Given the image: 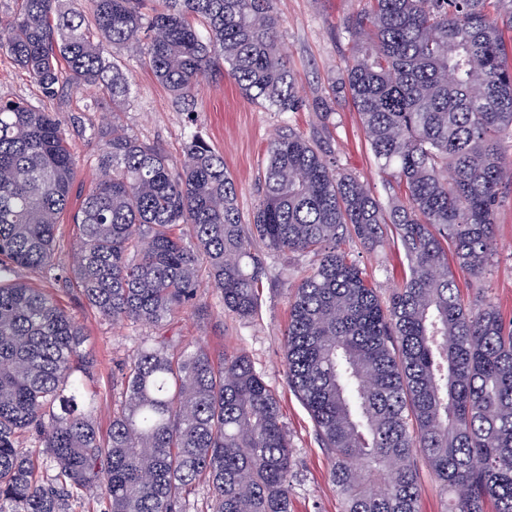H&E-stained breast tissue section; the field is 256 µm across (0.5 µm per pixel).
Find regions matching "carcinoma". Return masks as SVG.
Segmentation results:
<instances>
[{"label": "carcinoma", "instance_id": "carcinoma-1", "mask_svg": "<svg viewBox=\"0 0 512 512\" xmlns=\"http://www.w3.org/2000/svg\"><path fill=\"white\" fill-rule=\"evenodd\" d=\"M502 6L493 16L491 2ZM0 18V51L54 100L69 85L104 89L112 111L131 77L108 48H132L176 107L194 111L221 67L250 102L302 105L278 44L276 0H19ZM347 20L350 95L380 171L406 201L384 212L339 172L319 140L274 139L248 221L224 156L200 136L176 168L121 125L100 128L96 184L73 222L72 273L88 306L160 330L208 266L224 307L258 305L260 241L318 263L295 287L284 334L288 384L332 458L343 512H420L416 459L450 497L448 512H512V320L487 298L465 304L448 258L474 276L496 254L499 190L512 182L499 140L512 137V69L501 27L512 0H368ZM76 180L55 113L0 99V504L10 512H187L207 483L211 512H292L291 442L278 398L243 352L214 358L151 336L125 372L126 395L102 439L86 411L82 328L17 267L53 276L56 228ZM393 227L408 274L384 307L339 250ZM31 433L43 460L18 448Z\"/></svg>", "mask_w": 512, "mask_h": 512}]
</instances>
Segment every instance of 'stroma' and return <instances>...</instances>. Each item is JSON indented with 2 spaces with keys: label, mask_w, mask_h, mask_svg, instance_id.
I'll list each match as a JSON object with an SVG mask.
<instances>
[{
  "label": "stroma",
  "mask_w": 512,
  "mask_h": 512,
  "mask_svg": "<svg viewBox=\"0 0 512 512\" xmlns=\"http://www.w3.org/2000/svg\"><path fill=\"white\" fill-rule=\"evenodd\" d=\"M366 6L367 0H277L281 49L303 100L296 112H277L251 103L227 77L203 80L195 113L179 111L168 90L138 56L119 50L113 56L132 80L129 101L121 112H113L112 99L104 92L99 95L98 111H87L85 92L68 86L57 99L44 102L36 84L4 53H0V97L44 104L57 112L77 164L75 186L85 191L96 179L92 160L101 148L97 131L102 124L118 120L129 133L161 149L176 164L183 157L187 137L196 132L223 155L236 186L238 208L246 218L262 195L270 141L292 128L310 139L328 138L337 170L367 184L386 207L393 201L392 191L368 147L359 116L349 99L332 94L352 55V44L342 34L344 24ZM325 109L330 112L326 121L321 118ZM495 224L497 253L488 271L480 277L457 271V285L465 303L492 298L502 316L512 319V184L500 189ZM78 236V226L71 216H64L57 230L58 278L47 280L26 268L16 269L14 276L46 289L81 325L85 334L81 354L93 363L87 380L93 396L91 415L105 434L113 410L124 398L125 367L150 330L132 321L112 322L86 305L71 275L72 246ZM340 248L374 283L381 302H388L392 288L402 282L407 270L402 250L389 240L371 247L353 236L345 237ZM261 255L267 274L253 317L242 319L226 311L204 274L196 301L175 310L163 333L184 346L205 345L216 355L246 353L280 400L292 443L294 512H342V499L329 477L330 456L318 441L307 410L288 387L284 331L290 320L289 300L315 257L266 248Z\"/></svg>",
  "instance_id": "1"
}]
</instances>
